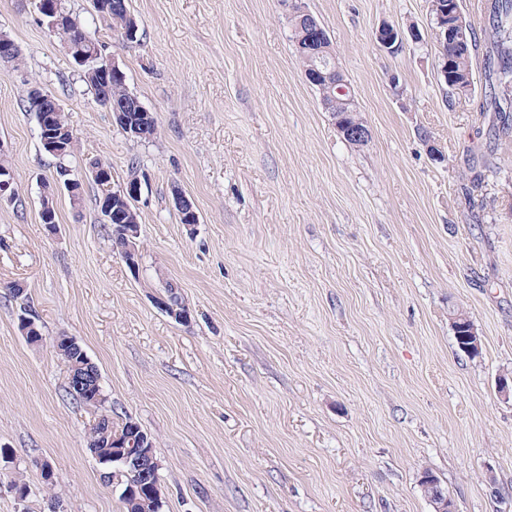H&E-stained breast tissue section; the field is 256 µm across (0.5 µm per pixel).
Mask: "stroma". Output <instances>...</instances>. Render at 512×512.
<instances>
[{"mask_svg": "<svg viewBox=\"0 0 512 512\" xmlns=\"http://www.w3.org/2000/svg\"><path fill=\"white\" fill-rule=\"evenodd\" d=\"M140 41L116 44L157 119L128 139L82 81L37 0H0V447L34 512H122L87 448L96 408L68 393L58 337L98 367L106 406L151 434L163 512H512V140L485 142L484 79L449 93L428 0H128ZM326 29L371 135L346 143L290 41L294 5ZM402 28L395 54L383 23ZM62 105L81 201L40 200L57 160L30 82ZM441 151L429 154L428 145ZM138 176L142 261L99 219L88 160ZM196 207L180 223L174 190ZM177 286L178 322L154 303ZM21 294H13V286ZM41 329L33 345L20 310ZM466 312L482 340L457 347ZM49 461L45 485L37 464ZM376 42L380 49L392 53L403 46L404 33L399 27L391 23H385L376 33ZM420 486L431 502L433 512H457L454 500L432 474L425 472L420 478Z\"/></svg>", "mask_w": 512, "mask_h": 512, "instance_id": "35a3bbf8", "label": "stroma"}]
</instances>
